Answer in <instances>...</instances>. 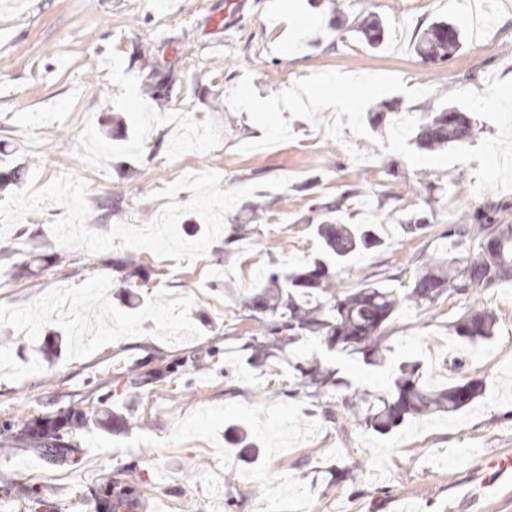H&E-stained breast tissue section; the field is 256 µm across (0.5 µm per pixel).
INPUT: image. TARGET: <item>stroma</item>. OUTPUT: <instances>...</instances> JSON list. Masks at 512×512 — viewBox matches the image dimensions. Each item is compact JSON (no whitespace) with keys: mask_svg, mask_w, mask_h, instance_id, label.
<instances>
[{"mask_svg":"<svg viewBox=\"0 0 512 512\" xmlns=\"http://www.w3.org/2000/svg\"><path fill=\"white\" fill-rule=\"evenodd\" d=\"M280 2L246 0L228 18L225 0H0V200L26 187L32 170L42 186L69 174L88 185V227L106 232L151 221L158 185L185 169L219 173L224 190L259 183L251 200L270 217L255 224L235 206L225 227L246 225L247 239L217 240L205 258L183 266L147 250L91 255L61 247L50 231L65 213L56 205L30 215L28 235L13 230L0 240V313L24 315L0 321V422L55 417L74 405L90 411L108 395L132 425L119 435L79 430L77 465L56 469L0 434V512H22L35 499L43 502L38 512H96L108 479L141 486L137 503L152 512H291L275 494L287 478L307 512H512V487L496 497L468 495L487 459L512 454V283L483 296L499 318L485 344L462 343L449 329L464 300L402 305L386 329L385 367L327 351L314 337L254 354L245 347L253 320L224 295L228 286L257 287L269 268L314 257L312 219L336 201L348 222L377 228L384 239L341 266L346 288L376 282L406 291L416 255H454L441 233L475 209L512 224V191L475 194L477 162L414 168L351 130L338 142L301 118L290 122L293 140L241 153L237 144L263 132L226 102L247 72L263 99L317 72L388 73L428 88L412 103L384 97L418 116L439 108L435 89L481 92L490 76L512 78V21L495 19L472 34L466 0H294L291 17ZM299 14L318 26L300 31ZM372 14L388 28L376 49L359 32ZM438 19L459 26L463 45L450 61L427 66L413 42ZM148 59L160 72L176 71L162 107L143 90ZM347 140L372 161H353ZM278 177L289 178L287 188H262ZM117 194L120 207L104 214L100 202ZM416 212L427 213L430 226L412 238L401 218ZM35 253L51 266L18 276ZM117 258L146 275L135 307L112 265ZM311 354L337 369L341 389L324 396L298 389L294 364ZM187 355L198 362L182 375L140 382ZM402 359L419 362L428 386L480 379L484 392L452 415L410 418L386 435L341 419L345 394L372 402L387 395L391 365ZM235 422L259 437V457L245 459L228 441ZM353 465L350 481L344 471Z\"/></svg>","mask_w":512,"mask_h":512,"instance_id":"35a3bbf8","label":"stroma"}]
</instances>
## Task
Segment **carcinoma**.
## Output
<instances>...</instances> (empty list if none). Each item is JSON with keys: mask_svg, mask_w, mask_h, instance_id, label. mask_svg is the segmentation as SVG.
Masks as SVG:
<instances>
[{"mask_svg": "<svg viewBox=\"0 0 512 512\" xmlns=\"http://www.w3.org/2000/svg\"><path fill=\"white\" fill-rule=\"evenodd\" d=\"M359 33L371 48L378 47L386 35L384 22L375 18L363 24ZM461 47L460 32L445 21L433 22L414 41V51L422 62L439 65L451 59ZM149 69L146 91L159 105L167 103L169 83L154 80L156 66ZM478 128L466 113L452 105L428 110L417 127L415 141L423 149L440 150L449 145L468 143ZM472 224H453L443 234L463 247L453 258L427 259L416 270L408 291L401 295L394 288L371 283L344 290L337 283L338 268L351 256L374 250L381 245L367 225L345 222L340 204L322 207L316 235L320 252L300 270H270L262 283L247 296L233 302L251 312L259 323L256 347L267 351L303 336L318 337L328 347L350 349L366 361L386 359L388 346L384 330L400 309L409 302L416 307L430 306L443 297L457 295L469 306L452 324L454 334L465 342L489 340L495 336L498 318L481 303L482 295L503 282L512 281V224H496L489 215L476 214ZM195 357L166 362L154 371L162 378L175 375L193 365ZM298 386L314 393L327 394L341 386L337 371L312 357L296 368ZM483 393L478 379L430 389L421 382L420 366L406 360L399 364L389 397L374 406H364V398L353 392L345 399L358 425L379 434H387L410 417L453 414L471 404ZM107 430L116 426L115 412L108 400L89 413L71 407L60 416H43L5 424L4 432L26 445L46 463L56 467L76 464L77 443L72 432L90 422ZM135 487L106 483L99 506L113 512L112 501L123 507L130 502Z\"/></svg>", "mask_w": 512, "mask_h": 512, "instance_id": "1", "label": "carcinoma"}]
</instances>
